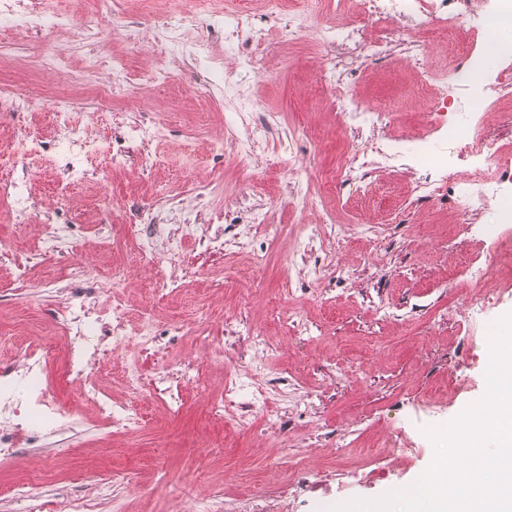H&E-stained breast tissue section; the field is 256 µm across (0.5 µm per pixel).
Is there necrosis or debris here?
<instances>
[{"label": "necrosis or debris", "mask_w": 512, "mask_h": 512, "mask_svg": "<svg viewBox=\"0 0 512 512\" xmlns=\"http://www.w3.org/2000/svg\"><path fill=\"white\" fill-rule=\"evenodd\" d=\"M166 17L161 20L162 46L173 53L182 47L183 30L195 26L208 14L209 0H198L199 9L194 13L183 12L179 0H167ZM427 13L437 29L454 30L470 18L469 0H380L378 13L381 18L398 21L415 18ZM499 91L501 96L512 94V68L504 67L498 73H488L483 57L471 49L465 63L454 72L451 83L442 85L436 92L438 107H452L453 119L448 132L449 161L445 171L457 187L456 208L460 213L484 210L499 204L503 194L502 179L489 172L485 158L489 144L477 126L485 110L486 93ZM52 112L51 126L62 148H81L85 154L94 155L99 144L87 140L79 126L67 122L65 116L75 110L74 99H54L49 103ZM41 145L39 138L29 135L18 139L10 152L0 151V196L11 200L17 216L28 213L31 204L23 185L13 181L12 174L19 160L35 155ZM469 156L473 163L466 175H458L454 161ZM142 240L139 258L147 265H155L153 241L165 239L171 256H179L185 241L197 233L190 220H183L174 230L162 224H142L138 227ZM68 280L80 295H107L114 303L111 313H94L84 306L68 309L62 316L63 335L69 342L66 377L78 390L82 402L93 406L96 413L122 433L142 429L145 416L139 404L141 398H157L172 405H180L179 391L174 381L183 379L200 385L204 370L199 363L184 360L162 367L152 379H143L140 372H132L127 379L131 401L116 404L97 385L93 378V357L101 356L107 341H120L135 336L140 350L156 346L152 320H144L134 327H126L123 311L116 297L120 288L126 287L128 271L114 268L100 272L84 264L69 265ZM55 357L53 346L30 342L17 346L13 366L0 370V453L11 455L22 448H37L45 441L49 429L57 428L60 405L53 386L46 379L43 367Z\"/></svg>", "instance_id": "necrosis-or-debris-1"}]
</instances>
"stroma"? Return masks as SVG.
<instances>
[{
  "instance_id": "35a3bbf8",
  "label": "stroma",
  "mask_w": 512,
  "mask_h": 512,
  "mask_svg": "<svg viewBox=\"0 0 512 512\" xmlns=\"http://www.w3.org/2000/svg\"><path fill=\"white\" fill-rule=\"evenodd\" d=\"M113 7L138 29L136 44L74 42L72 28L95 12L96 0H54L55 12L71 24L49 38L0 28V85L34 84L45 97L79 99L74 118L85 134L111 141L124 158L109 166L102 157L63 150L43 108L0 112V141L28 133L44 142L40 155L14 172L35 209L20 221L10 200L0 198V239L13 245L12 253L0 255V334L18 342L65 341L58 313L80 300L65 262L39 254L46 225H70L72 258L104 270L135 264L131 213L143 212L156 224H175L187 214L200 227L199 240L187 242L174 260L164 242L156 244L178 290L142 272L121 297L128 324L152 314L165 335L159 354L140 358L129 339L108 349L100 366L118 402L128 396L126 373L138 360L149 372L194 360L207 367L210 380L204 390L185 386L179 412L153 403L144 430L106 438L63 382L65 355L57 353L49 374L58 381L66 429L0 461V512H27L8 492L27 479L42 482L44 512H66L74 500L88 503L87 512H195L203 499L216 512H237L241 499L255 495L264 497L267 512H329L350 498L413 484L435 456L427 429L447 424L484 395L485 328L512 313V277L477 286L466 276L475 259L512 238V223L496 209L460 218L456 186L442 171L431 170L436 190L424 198L417 167L407 160L388 167L378 154L392 141L410 152L427 143L441 149L431 100L416 92L419 73L429 71L435 82L451 77L452 64L472 44L468 28L438 34L424 16L395 21L391 42L375 53V0H347L342 7L324 0L294 42L282 37L287 18L256 13V25L267 33L256 46L249 32L232 34L224 0H215L213 15L184 34L187 43L205 42L206 55L171 56L160 50L161 34L144 0H115ZM336 27L356 30V40L323 42V29ZM419 38L426 41L422 53L412 46ZM48 55L73 71L97 57L102 82L112 78L113 57L125 58L127 97L111 111H96L93 86H73L40 70ZM154 70L176 78L144 84ZM201 76L210 83L206 99L191 90ZM341 89L383 109L382 121L357 131L342 125L332 105ZM163 111L171 120L162 140L123 139L128 127L148 124ZM270 112L278 120L268 127L261 118ZM480 132L500 147L485 164L502 172L503 187L512 193V99L488 108ZM203 136L223 141V155L197 158L194 148ZM244 149L250 153L246 172L238 163ZM287 155L298 168L279 165ZM75 168L83 178L73 187ZM259 214L266 226L254 224ZM218 219L224 225L220 247L208 241ZM306 224L338 225L334 268H326L317 243L304 235ZM242 235L251 251L234 249ZM254 251L268 253L266 266L252 265ZM22 260L34 287L19 298L12 283ZM199 304L204 317L192 333L170 335V326ZM229 329L261 333L275 347L225 348ZM257 362L287 373L290 386L268 388L252 371ZM229 373L245 398L265 392L269 410L285 416L284 430L258 418L228 426L211 418L209 396L223 389ZM380 441L392 452L376 456ZM405 448L413 456H402ZM293 453L306 472L288 469ZM103 483L110 495H101Z\"/></svg>"
}]
</instances>
